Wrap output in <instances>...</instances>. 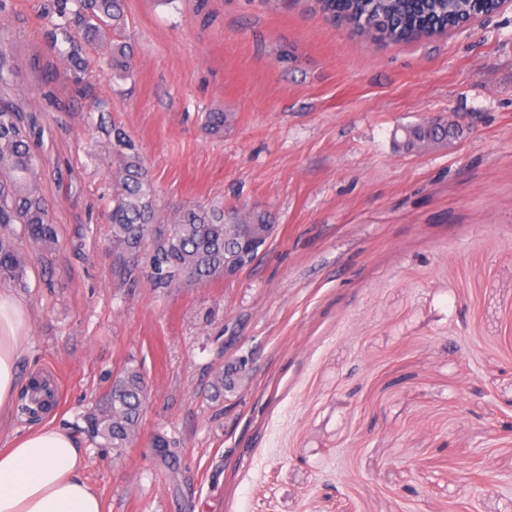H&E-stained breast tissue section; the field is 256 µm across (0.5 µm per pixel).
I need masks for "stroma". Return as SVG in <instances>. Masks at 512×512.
I'll list each match as a JSON object with an SVG mask.
<instances>
[{
	"label": "stroma",
	"instance_id": "obj_1",
	"mask_svg": "<svg viewBox=\"0 0 512 512\" xmlns=\"http://www.w3.org/2000/svg\"><path fill=\"white\" fill-rule=\"evenodd\" d=\"M6 4L59 230L15 293L19 374L54 384L105 512H512V6L375 45L309 0H126L132 77L94 63L78 84L48 0ZM438 117L448 143L398 148L401 126ZM114 123L168 210L272 212L248 271L166 294L126 279L101 160ZM242 355L245 388L212 401V370ZM129 364L148 404L116 451L82 414Z\"/></svg>",
	"mask_w": 512,
	"mask_h": 512
}]
</instances>
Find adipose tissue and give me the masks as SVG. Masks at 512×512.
I'll use <instances>...</instances> for the list:
<instances>
[{
    "label": "adipose tissue",
    "mask_w": 512,
    "mask_h": 512,
    "mask_svg": "<svg viewBox=\"0 0 512 512\" xmlns=\"http://www.w3.org/2000/svg\"><path fill=\"white\" fill-rule=\"evenodd\" d=\"M28 313L0 289V420L20 393L18 361ZM84 457L55 422L8 438L0 446V512H102L100 497L82 479Z\"/></svg>",
    "instance_id": "obj_1"
}]
</instances>
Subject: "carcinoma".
Returning a JSON list of instances; mask_svg holds the SVG:
<instances>
[{
    "mask_svg": "<svg viewBox=\"0 0 512 512\" xmlns=\"http://www.w3.org/2000/svg\"><path fill=\"white\" fill-rule=\"evenodd\" d=\"M315 10L340 26L383 44L389 40H431L466 18L490 14L495 0H311ZM124 0H52L46 36L58 50L66 70L77 75L88 68L86 47L100 51L99 62L112 76L133 75L130 46L116 38L125 28ZM20 67L12 51L0 47V280L28 287V256L19 248L24 239L44 251L58 243L48 204L40 190L43 157L39 147L44 128L17 91ZM228 115L205 114L207 129L224 132ZM403 146L418 150L430 142L448 140V125L418 122L401 127ZM112 173L109 244L129 277L147 279L167 291L188 282H209L224 276V263L241 251L248 225L272 223L271 212L258 207H227L222 202L197 203L177 209L171 223L164 210L137 142L114 124L103 153ZM245 378L230 367L217 368L210 380L212 397L236 392ZM44 398L31 397L22 411L36 414L54 391L48 383L36 387ZM147 382L140 368L125 366L110 390L84 416V431L107 448H126L143 416Z\"/></svg>",
    "mask_w": 512,
    "mask_h": 512,
    "instance_id": "obj_1",
    "label": "carcinoma"
}]
</instances>
